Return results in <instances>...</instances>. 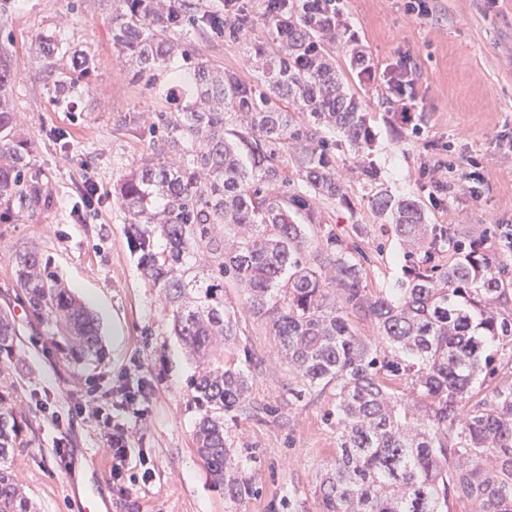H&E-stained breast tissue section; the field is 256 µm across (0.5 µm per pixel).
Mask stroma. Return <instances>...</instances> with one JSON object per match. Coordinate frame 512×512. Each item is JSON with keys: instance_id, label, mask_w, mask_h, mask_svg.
<instances>
[{"instance_id": "35a3bbf8", "label": "stroma", "mask_w": 512, "mask_h": 512, "mask_svg": "<svg viewBox=\"0 0 512 512\" xmlns=\"http://www.w3.org/2000/svg\"><path fill=\"white\" fill-rule=\"evenodd\" d=\"M0 11V31L13 41L12 87L17 129L30 148L32 165L49 179L47 211L0 222V309L19 328L18 356L0 359V394L26 422L7 465L37 512H78L65 487L67 466L58 448L79 450L85 474L108 478L104 512H229L224 491L215 487L198 459L192 434L202 415L191 396L195 365L172 333V316L159 289L142 279L125 234L126 218L112 188L137 168L149 151L140 129L151 123L158 91L135 79L112 49V32L101 0H10ZM428 19H417L406 0H342L346 26L355 35L340 64L352 54L372 66L374 76L354 85L365 102L373 143L354 155L336 143V174L347 205L320 202L326 224L339 235L351 225L367 227L361 246L373 254L367 271L371 291L393 288L403 264L399 242L371 216V188L363 166L373 167L395 196L424 202L431 224H459L478 235L491 224L512 225V0H432ZM59 32L70 47L93 57L88 90L59 106L43 79L47 59L31 52L36 36ZM253 28L240 42L225 43L196 34L197 49L247 83L260 84ZM416 67L415 133L403 136L398 101L389 100L384 70L403 57ZM449 164L450 190L434 205L437 190L428 175L438 162ZM482 176L478 190L461 175ZM94 180L100 200L84 205L82 186ZM91 212L89 223L77 216ZM34 249L50 259L75 294L99 319L104 353L98 363L80 366L61 358L42 326L15 298L17 251ZM237 307L241 346L253 359L252 403L228 421V441L244 475L258 492L239 512H319L316 491L336 457L337 433L325 420L334 405V386L295 398L297 379L277 354L265 320ZM146 384L144 414L128 421L132 449L127 475L110 477L112 454L105 430L77 404L94 398L112 412L124 385Z\"/></svg>"}]
</instances>
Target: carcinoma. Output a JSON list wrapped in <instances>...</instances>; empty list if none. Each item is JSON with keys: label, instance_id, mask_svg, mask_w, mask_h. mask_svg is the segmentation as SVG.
<instances>
[{"label": "carcinoma", "instance_id": "cac0c4a2", "mask_svg": "<svg viewBox=\"0 0 512 512\" xmlns=\"http://www.w3.org/2000/svg\"><path fill=\"white\" fill-rule=\"evenodd\" d=\"M112 48L133 76L175 110L155 112L151 153L117 182L115 199L146 282L172 312L174 335L197 363L192 396L203 411L195 451L224 502L254 495L228 443L224 418L250 404L240 336L224 286L267 321L278 354L300 390L336 383V459L319 485V512H512V225L479 237L457 224H427L423 204L376 183L371 209L402 247V276L388 292L364 284L370 259L324 226L316 202L347 203L336 177L337 132L359 153L372 139L362 101L344 89L337 58L349 42L336 0H265L266 41L255 46L261 86L203 58L196 33L237 43L252 19L238 0L224 12L205 0H105ZM40 56H69L47 67L55 101L92 76L94 60L54 31L35 40ZM182 62L178 69L174 61ZM12 56L0 46V220L48 209L44 174L16 135ZM293 150L297 179L282 168ZM165 241L158 250L155 242ZM15 283L30 315L68 362L104 352L100 324L36 250L15 258ZM370 317L379 341L358 335L352 319ZM17 330L0 311V356ZM0 410V512H35L7 460L20 433Z\"/></svg>", "mask_w": 512, "mask_h": 512}]
</instances>
